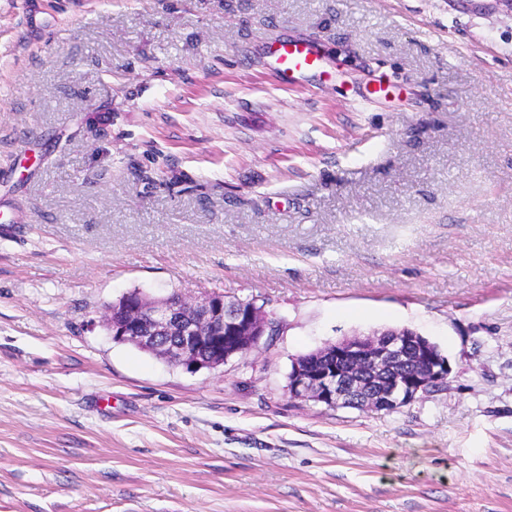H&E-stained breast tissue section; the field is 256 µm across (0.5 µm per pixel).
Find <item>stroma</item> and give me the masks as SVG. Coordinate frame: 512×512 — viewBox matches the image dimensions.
Listing matches in <instances>:
<instances>
[{"label": "stroma", "mask_w": 512, "mask_h": 512, "mask_svg": "<svg viewBox=\"0 0 512 512\" xmlns=\"http://www.w3.org/2000/svg\"><path fill=\"white\" fill-rule=\"evenodd\" d=\"M135 290L277 330L190 370L102 327ZM401 328L446 391L290 396ZM0 512H512L505 0H0ZM272 68L285 84L322 72V59L310 42L279 41L272 52Z\"/></svg>", "instance_id": "obj_1"}]
</instances>
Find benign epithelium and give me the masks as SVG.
<instances>
[{
    "instance_id": "obj_1",
    "label": "benign epithelium",
    "mask_w": 512,
    "mask_h": 512,
    "mask_svg": "<svg viewBox=\"0 0 512 512\" xmlns=\"http://www.w3.org/2000/svg\"><path fill=\"white\" fill-rule=\"evenodd\" d=\"M103 324L119 341L188 369L216 368L256 349L270 335L264 309L212 291L139 297L109 309ZM448 358L409 329L348 338L295 359L292 397L327 407L392 412L447 390Z\"/></svg>"
}]
</instances>
